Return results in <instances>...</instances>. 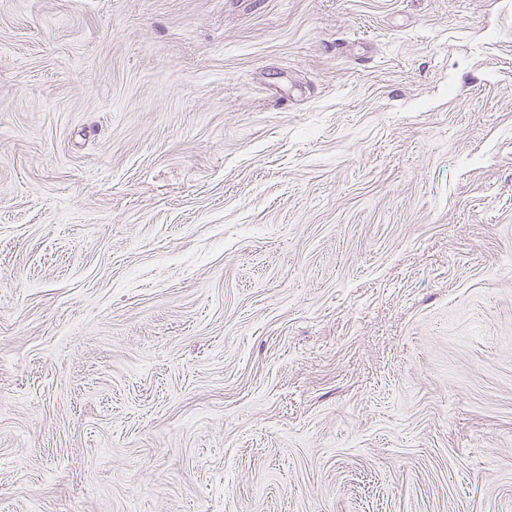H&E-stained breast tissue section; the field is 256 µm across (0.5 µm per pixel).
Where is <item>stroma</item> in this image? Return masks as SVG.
Wrapping results in <instances>:
<instances>
[{
	"label": "stroma",
	"mask_w": 512,
	"mask_h": 512,
	"mask_svg": "<svg viewBox=\"0 0 512 512\" xmlns=\"http://www.w3.org/2000/svg\"><path fill=\"white\" fill-rule=\"evenodd\" d=\"M0 512H512V0H0Z\"/></svg>",
	"instance_id": "1"
}]
</instances>
